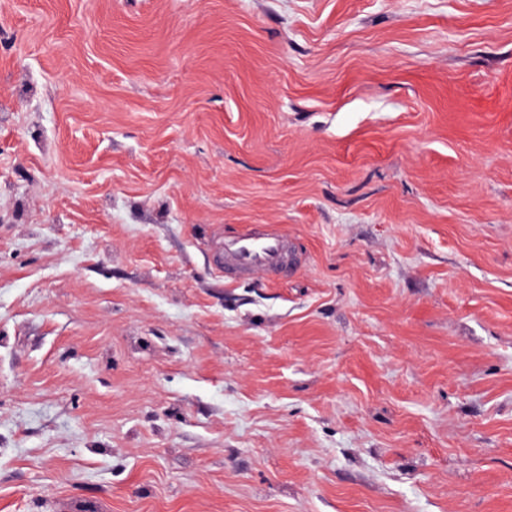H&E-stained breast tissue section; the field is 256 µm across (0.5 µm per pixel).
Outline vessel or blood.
Returning a JSON list of instances; mask_svg holds the SVG:
<instances>
[{"mask_svg": "<svg viewBox=\"0 0 512 512\" xmlns=\"http://www.w3.org/2000/svg\"><path fill=\"white\" fill-rule=\"evenodd\" d=\"M218 257L225 276H278L295 262L287 234L278 228L264 230L245 227L235 236L224 238Z\"/></svg>", "mask_w": 512, "mask_h": 512, "instance_id": "obj_1", "label": "vessel or blood"}]
</instances>
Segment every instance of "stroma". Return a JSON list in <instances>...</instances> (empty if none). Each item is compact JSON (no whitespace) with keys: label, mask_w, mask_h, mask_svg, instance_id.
I'll return each instance as SVG.
<instances>
[{"label":"stroma","mask_w":512,"mask_h":512,"mask_svg":"<svg viewBox=\"0 0 512 512\" xmlns=\"http://www.w3.org/2000/svg\"><path fill=\"white\" fill-rule=\"evenodd\" d=\"M0 512H512V0H0ZM218 257L226 277L288 276L289 264L295 263L288 235L279 228L259 230L246 226L237 235L224 237Z\"/></svg>","instance_id":"1"}]
</instances>
